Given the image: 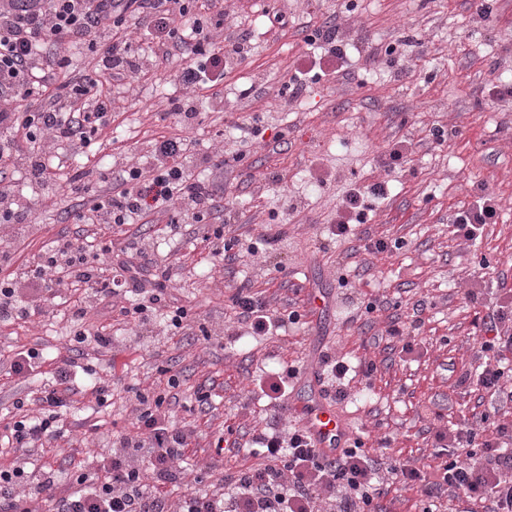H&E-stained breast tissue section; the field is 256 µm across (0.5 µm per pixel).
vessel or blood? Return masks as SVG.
<instances>
[{
	"label": "vessel or blood",
	"mask_w": 512,
	"mask_h": 512,
	"mask_svg": "<svg viewBox=\"0 0 512 512\" xmlns=\"http://www.w3.org/2000/svg\"><path fill=\"white\" fill-rule=\"evenodd\" d=\"M288 406L323 454L335 455L352 440V427L324 397L316 364H308L299 376Z\"/></svg>",
	"instance_id": "obj_1"
}]
</instances>
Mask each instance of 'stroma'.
Listing matches in <instances>:
<instances>
[{
    "label": "stroma",
    "instance_id": "1",
    "mask_svg": "<svg viewBox=\"0 0 512 512\" xmlns=\"http://www.w3.org/2000/svg\"><path fill=\"white\" fill-rule=\"evenodd\" d=\"M487 3L490 15L482 18L478 0H358L351 12L343 0H218L224 38L249 35L254 49L225 73L223 104L198 100L199 121L186 129L166 115L169 98L179 93L174 76L181 59L157 64L150 49L141 48L150 73L113 89L117 139L96 162L115 171L141 164L154 138L183 134L191 142L194 175L213 183L219 205L235 218L231 234L256 241L275 233L279 239L270 252L227 264L213 257L206 226L174 208L113 229V255L135 242L148 260L170 267L171 285L181 305L191 308L195 328L174 336L158 318L113 332L110 348L84 347L82 363L112 387L108 406H98L90 393L75 395L63 436L27 453L1 451L0 466L21 464L39 478L53 473L59 489L68 490L66 474L74 464L111 454L114 435L130 429L134 389L165 388L164 366L180 374L176 421L197 430L185 466H203L222 427L246 429L269 413L266 400L252 393L260 371L302 367L326 352L378 366L370 390L352 383L350 398L337 405L369 453L435 465L437 425L455 428L480 397L459 379L481 361L476 341L484 334L483 319L512 295V95L491 92L512 84V0ZM268 11L284 13L287 26L266 30ZM322 22L338 26L350 46L347 73L284 101V76L311 56L301 29ZM390 44L399 51L389 57L383 48ZM256 117L267 132L243 146L240 129ZM218 128L220 141L213 137ZM436 128L447 134L443 144L432 141ZM400 141L409 151L392 170L385 155ZM239 152L244 160L232 162ZM217 154L228 164L214 167ZM382 181L390 193L374 201L365 223L349 239L329 241L327 226L350 185ZM483 191L500 199L496 222L477 239L456 237L453 213ZM76 203L64 187L33 198V227L0 236V253L10 254L17 268L32 262L43 246L75 231L68 213ZM397 237L407 242L402 250H364L367 239ZM483 257L490 268L480 269ZM244 280L264 292L272 308L305 309L303 325L245 339L239 347L224 345V328L234 320L225 298ZM322 291L331 298L325 312L314 303ZM375 298L386 307L371 321L358 319L362 305ZM421 298L430 306L417 317L412 306ZM43 308L30 319L0 324V352L26 347L44 355L34 378L8 375L0 365V428L13 402L50 383L59 358L71 353L64 306L51 298ZM415 317L414 351L389 348L384 335L391 322ZM205 329L210 339H203ZM200 389L210 393L211 407L189 412ZM383 436L390 439L385 449Z\"/></svg>",
    "mask_w": 512,
    "mask_h": 512
}]
</instances>
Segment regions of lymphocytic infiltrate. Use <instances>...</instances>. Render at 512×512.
I'll return each instance as SVG.
<instances>
[{
  "instance_id": "1",
  "label": "lymphocytic infiltrate",
  "mask_w": 512,
  "mask_h": 512,
  "mask_svg": "<svg viewBox=\"0 0 512 512\" xmlns=\"http://www.w3.org/2000/svg\"><path fill=\"white\" fill-rule=\"evenodd\" d=\"M223 27V11L193 14L186 0H0V224L23 229L32 213L31 202L13 189L11 173L17 163H24L33 183L53 191L63 178L59 154L70 150L83 156L102 145V134L112 123V100L96 88L102 81L114 84L144 76L141 43L187 61L178 76L185 92L170 100L179 123L196 121L193 103L199 96L223 100L226 66L251 51L244 35L216 47L213 35ZM303 40L320 48L321 55L314 73L296 72L282 84L280 94L287 101L301 96L309 83L346 67V45L336 26H307ZM81 47L92 54L91 72L78 76L71 70L70 52ZM150 157L149 165L107 176L102 193L73 210L74 223L121 227L178 204L194 223L207 225L205 239L213 256L239 257L240 240L224 232L213 185L191 173L187 140L155 142ZM384 193L381 185L350 189L329 238L347 239L354 225L363 222L369 198ZM499 209L496 196L481 193L456 212L455 234L473 239L481 226L495 221ZM170 279L166 267H155L146 278L134 264L113 262L111 240L63 234L22 273L0 276V322L40 312L46 297L63 289L74 295L66 309L76 322L91 304L131 292L139 300L120 307L123 323L142 327L162 311L178 334L190 329L191 316L187 308L173 305ZM228 301L237 322L252 336L273 335L304 317L295 307L270 309L266 298L245 284ZM484 329L478 351L496 354L497 360L483 364L474 383L499 402L512 403V364L503 360L504 354H512V301L489 313ZM322 366L326 394L333 401L347 399L345 379L351 370L366 379L377 370L372 361L354 368L328 354ZM90 372L77 359H63L51 384L38 392L40 415H29L24 400L15 401L14 421L4 432L10 448H36L57 437L63 429L62 410L77 392L78 374ZM297 372L291 365L256 381L275 409L250 440L252 453L262 458L259 465L225 469V451L240 446L234 429H227L218 436L210 463L195 476L196 490L170 501L166 488L181 480L184 450L195 431L176 423L165 394L139 390L131 430L120 436L111 455L79 462L72 474L77 490L58 498L52 477L34 482L24 468L0 470V512H32L31 503L40 500L52 503L54 512H378L376 501L388 481L416 491L421 512H437L438 500L450 493L486 501V512H512V420L483 413L476 428H439L438 462L431 473L413 463L371 456L359 437L327 457L300 426L286 425L279 415Z\"/></svg>"
}]
</instances>
